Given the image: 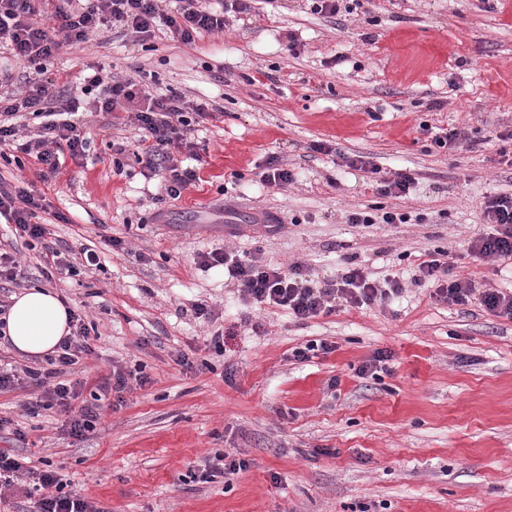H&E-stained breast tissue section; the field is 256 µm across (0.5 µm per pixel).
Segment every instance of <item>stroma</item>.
<instances>
[{"mask_svg":"<svg viewBox=\"0 0 512 512\" xmlns=\"http://www.w3.org/2000/svg\"><path fill=\"white\" fill-rule=\"evenodd\" d=\"M89 64L119 77L144 68L157 88L206 101L218 116L198 128L200 182L160 208L158 178L112 167L113 141L135 147L136 124L82 115L89 154L64 158L41 186L73 218L49 225L47 239L102 251V269L49 281L39 249L0 239L26 270L0 299L48 288L96 325L84 378L120 361L152 379L102 400L79 439L59 409L28 412L37 390H2L0 417L11 425L0 448L49 460L101 512H512V319L481 304L485 289H512V261L469 253L490 230L486 197L512 195V154L499 153L512 131V0L492 9L362 0L338 19L307 0H253L223 33L190 46L163 29L144 45L112 29L64 46L49 75L73 89ZM453 127L467 128L469 142L435 146L433 133ZM317 141L326 151H313ZM272 154L293 183L261 184ZM355 156L389 177L412 173L415 188L377 199L365 173L346 167ZM378 202L409 223H348ZM269 215L280 226L266 227ZM109 237L124 249L106 246ZM215 249L284 268L300 259L318 282L351 257L374 278L399 277L405 291L383 307L341 305L299 322L242 301L223 271L200 267L198 255ZM436 249L472 282L468 305L414 282L421 254ZM198 301L211 319L196 316ZM319 341L335 351L293 358ZM181 351L194 370L177 364ZM378 351L384 370L358 377ZM230 448L244 471L228 484L197 480L206 459Z\"/></svg>","mask_w":512,"mask_h":512,"instance_id":"1","label":"stroma"}]
</instances>
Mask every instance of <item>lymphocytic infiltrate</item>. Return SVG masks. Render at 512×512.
I'll return each mask as SVG.
<instances>
[{
	"mask_svg": "<svg viewBox=\"0 0 512 512\" xmlns=\"http://www.w3.org/2000/svg\"><path fill=\"white\" fill-rule=\"evenodd\" d=\"M248 9L246 0H219L215 5L210 0H179L168 13L161 9L160 0H0V146H15L18 152L34 158L36 181L46 182L60 175L61 153L76 159L90 147L87 131L74 122V114L88 104L115 117L124 112L134 118L140 136L135 150L120 143L113 145L114 167L121 171L135 163L141 165L143 175L161 177L155 203L180 199L199 180L202 146L195 142L194 131L210 115L207 104L171 90L154 91L146 82L114 76L96 65L90 66L80 86L70 92L47 78L48 66L64 45L87 42L117 25L127 28L139 42L147 41L155 29L163 27L173 40L191 45L202 34L222 32L228 14ZM16 63L35 71L21 93L11 88ZM29 116L39 118L40 125L28 140H19ZM346 164L366 173L372 190L383 197L406 196L416 183L415 177L404 171L386 178L379 167L359 157L347 159ZM36 181L11 188L0 183V218L13 225L18 235L42 244L43 277L50 279L57 273L76 276L81 269L100 268V256L94 249L81 248L73 262L59 247L45 243L47 229L42 213H51L54 220L64 224L69 218L52 211L43 193L36 190ZM483 215L494 230L472 244L473 256L488 263L511 260L512 196L487 198ZM199 263L209 269H223L242 298L288 310L300 321L335 312L340 301L357 308L385 305L403 291L399 280L372 278L352 262L338 269L334 280L321 285L314 283L301 260L284 269L254 256L216 249L201 255ZM449 271L447 253L432 252L418 263L416 279L436 283L437 297L448 304H467L470 281L450 278ZM69 329L55 354L47 357L45 367H28L20 373L0 366V391L28 381L43 392L39 407L61 408L68 415L70 435L79 438L92 430L103 396L149 386L151 379L142 368L130 370L116 363L109 373L97 378L92 401L81 402L86 383L71 379L70 374L80 359L93 353L91 330L75 312L70 315ZM33 474L40 488L47 491L39 501V512H100L93 503L63 492L55 471L32 472L24 456L0 451V490L26 491L27 479Z\"/></svg>",
	"mask_w": 512,
	"mask_h": 512,
	"instance_id": "1",
	"label": "lymphocytic infiltrate"
}]
</instances>
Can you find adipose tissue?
Segmentation results:
<instances>
[{"instance_id":"1","label":"adipose tissue","mask_w":512,"mask_h":512,"mask_svg":"<svg viewBox=\"0 0 512 512\" xmlns=\"http://www.w3.org/2000/svg\"><path fill=\"white\" fill-rule=\"evenodd\" d=\"M68 319L69 310L55 292L30 288L14 296L6 333L17 352L40 359L68 334Z\"/></svg>"}]
</instances>
